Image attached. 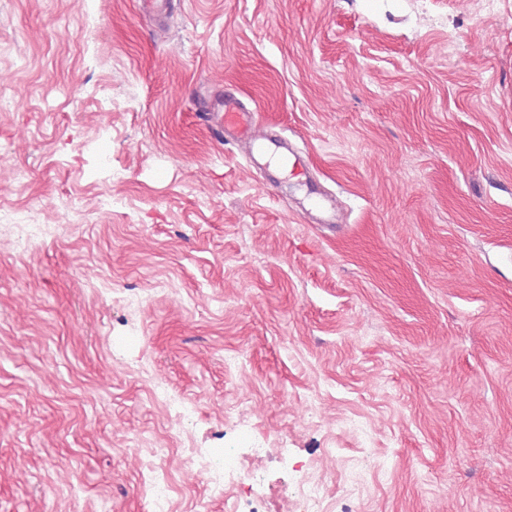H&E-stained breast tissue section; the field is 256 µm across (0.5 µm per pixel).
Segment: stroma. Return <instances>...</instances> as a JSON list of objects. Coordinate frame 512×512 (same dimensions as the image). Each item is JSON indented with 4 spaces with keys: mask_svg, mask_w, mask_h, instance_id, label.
Wrapping results in <instances>:
<instances>
[{
    "mask_svg": "<svg viewBox=\"0 0 512 512\" xmlns=\"http://www.w3.org/2000/svg\"><path fill=\"white\" fill-rule=\"evenodd\" d=\"M168 2L0 0V512H512V0ZM220 112H224L221 114L224 118V127L245 128L256 121L255 112L246 111L234 95L224 96V106ZM23 222L12 224L17 229L16 243L20 250L29 249L40 237L47 234V225L37 223L35 212L27 211ZM187 462L196 467L197 472L203 475L206 482L211 484L215 491L224 490V482L229 478L236 476L237 482L241 485H248L253 488L256 484L252 472H241L239 469V458L224 448V452L219 456H203L195 459L193 452L188 457ZM298 482L303 487L301 501L297 504L300 512H311L322 498L324 493V478L321 474H314L307 470H296Z\"/></svg>",
    "mask_w": 512,
    "mask_h": 512,
    "instance_id": "35a3bbf8",
    "label": "stroma"
}]
</instances>
